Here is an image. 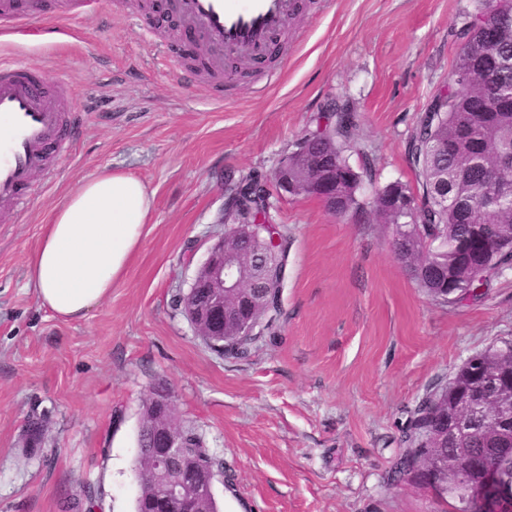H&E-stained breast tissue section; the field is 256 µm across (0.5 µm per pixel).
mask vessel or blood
<instances>
[{
  "mask_svg": "<svg viewBox=\"0 0 512 512\" xmlns=\"http://www.w3.org/2000/svg\"><path fill=\"white\" fill-rule=\"evenodd\" d=\"M297 0H172L187 30L206 44V72L223 75L232 61L259 63L271 47L290 55L283 35ZM66 102L39 71L0 64V210L30 196L34 174H50L65 149Z\"/></svg>",
  "mask_w": 512,
  "mask_h": 512,
  "instance_id": "b4317fda",
  "label": "vessel or blood"
}]
</instances>
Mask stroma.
Segmentation results:
<instances>
[{"mask_svg":"<svg viewBox=\"0 0 512 512\" xmlns=\"http://www.w3.org/2000/svg\"><path fill=\"white\" fill-rule=\"evenodd\" d=\"M139 2L53 5L27 31L0 26V61L63 79L76 98L68 151L29 200L0 212V512H133L139 422L160 391L224 466L220 512H445L393 467L422 398L512 339V269L478 299L440 304L408 276L386 225L275 195L271 219L288 236L278 333L226 358L174 299L224 232L229 183L272 176L331 103L357 115L347 157L371 163L362 205L394 181L417 188L406 143L448 81L476 0L306 10L288 28L296 53L263 93L252 75L210 87L184 31L132 20ZM104 167L148 185L151 222L111 295L64 322L40 307L28 260L63 193Z\"/></svg>","mask_w":512,"mask_h":512,"instance_id":"1","label":"stroma"}]
</instances>
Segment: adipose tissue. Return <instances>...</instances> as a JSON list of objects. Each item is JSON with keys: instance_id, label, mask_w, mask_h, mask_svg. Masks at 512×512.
<instances>
[{"instance_id": "obj_1", "label": "adipose tissue", "mask_w": 512, "mask_h": 512, "mask_svg": "<svg viewBox=\"0 0 512 512\" xmlns=\"http://www.w3.org/2000/svg\"><path fill=\"white\" fill-rule=\"evenodd\" d=\"M152 209L140 179L107 168L67 192L28 261L40 306L62 320L86 318L124 277Z\"/></svg>"}]
</instances>
